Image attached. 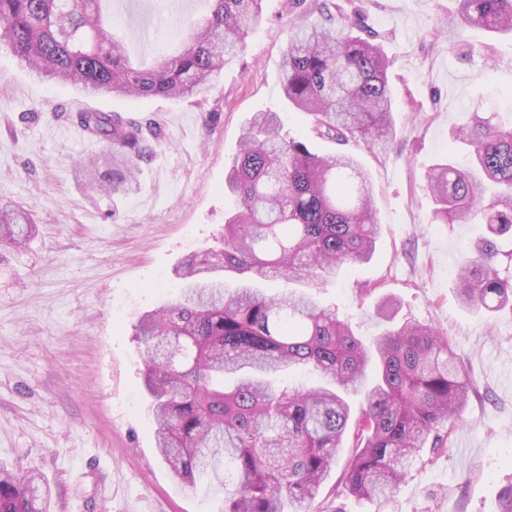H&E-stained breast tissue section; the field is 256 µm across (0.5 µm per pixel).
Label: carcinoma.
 Instances as JSON below:
<instances>
[{"instance_id": "obj_1", "label": "carcinoma", "mask_w": 512, "mask_h": 512, "mask_svg": "<svg viewBox=\"0 0 512 512\" xmlns=\"http://www.w3.org/2000/svg\"><path fill=\"white\" fill-rule=\"evenodd\" d=\"M210 2L207 16L184 21V50L151 69L135 66L114 33V0H0V50L37 78L89 96L181 98L236 59L261 13L262 0ZM307 10L331 26L290 30L288 106L311 114L321 139L385 148L394 124L381 45L368 30L354 33L334 0ZM450 22L458 36L512 34V0H456ZM77 120L106 144L83 165L88 187L129 189L142 125L112 112ZM453 140L469 150L470 166L436 165L433 221L483 226L460 258L457 297L494 314L512 307V124L498 112L476 114ZM225 185L234 207L224 248L178 267L179 297L137 326L162 458L185 483L208 475L230 487L224 512H328L317 500L344 453L336 487L360 499L389 496L424 449H447L475 390L448 337L430 324L393 323L386 300L390 326L364 340L306 293L254 287L272 277L322 285L368 261L380 234L368 173L353 155L320 156L283 137L278 113L258 112ZM33 224L29 210L1 205L0 244L25 247ZM0 512H51L50 493L37 476L0 465Z\"/></svg>"}]
</instances>
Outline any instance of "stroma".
I'll return each instance as SVG.
<instances>
[{
  "mask_svg": "<svg viewBox=\"0 0 512 512\" xmlns=\"http://www.w3.org/2000/svg\"><path fill=\"white\" fill-rule=\"evenodd\" d=\"M377 35L390 67L396 136L384 151L316 138L313 118L289 110L281 63L293 26L316 22L288 0H263L238 58L210 89L182 99L86 97L38 80L0 51V203L30 210L25 248L0 246V463L38 472L52 512H222L224 487L188 485L162 462L141 384L135 335L142 314L174 301L176 267L221 248L233 203L224 170L252 115L279 112L284 131L317 154H355L375 194L380 236L372 259L313 289L358 336L380 333L378 304L447 335L477 392L452 446L424 453L384 505L329 498L330 512H496L512 482V308L493 316L456 296L459 258L474 224L433 222L429 174L447 157L454 129L486 108L512 113V37L480 31L454 42V0H337ZM208 0H172L175 19H154L152 0H126L120 34L132 59L155 64L179 46L178 17ZM115 112L154 131L129 193L87 189L78 111Z\"/></svg>",
  "mask_w": 512,
  "mask_h": 512,
  "instance_id": "obj_1",
  "label": "stroma"
}]
</instances>
